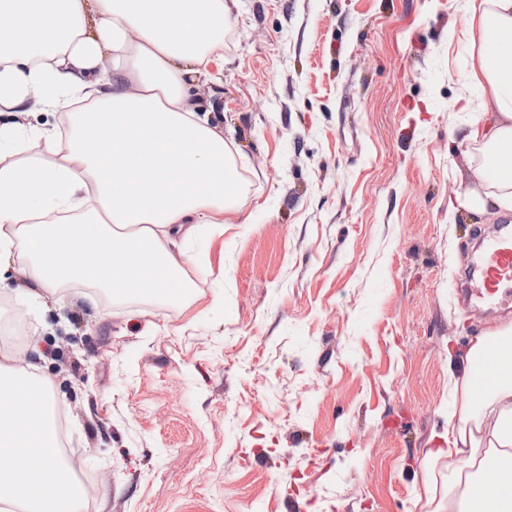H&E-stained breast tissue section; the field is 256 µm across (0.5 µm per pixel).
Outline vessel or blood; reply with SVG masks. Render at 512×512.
<instances>
[{
  "mask_svg": "<svg viewBox=\"0 0 512 512\" xmlns=\"http://www.w3.org/2000/svg\"><path fill=\"white\" fill-rule=\"evenodd\" d=\"M475 294L485 303H496L512 292V233L491 242L473 273Z\"/></svg>",
  "mask_w": 512,
  "mask_h": 512,
  "instance_id": "b4317fda",
  "label": "vessel or blood"
}]
</instances>
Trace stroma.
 Returning a JSON list of instances; mask_svg holds the SVG:
<instances>
[{"label":"stroma","mask_w":512,"mask_h":512,"mask_svg":"<svg viewBox=\"0 0 512 512\" xmlns=\"http://www.w3.org/2000/svg\"><path fill=\"white\" fill-rule=\"evenodd\" d=\"M463 0H237L223 86L239 209L183 302L0 295L42 354L85 512H435L448 350L512 318L464 301L498 216L468 186Z\"/></svg>","instance_id":"obj_1"}]
</instances>
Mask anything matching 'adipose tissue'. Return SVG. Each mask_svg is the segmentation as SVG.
<instances>
[{
	"label": "adipose tissue",
	"mask_w": 512,
	"mask_h": 512,
	"mask_svg": "<svg viewBox=\"0 0 512 512\" xmlns=\"http://www.w3.org/2000/svg\"><path fill=\"white\" fill-rule=\"evenodd\" d=\"M478 49L456 99L470 119L461 131L475 151L471 186L459 206L483 215L512 212V0H466ZM228 0H0V283L22 267L33 303L81 285L96 307L169 281L190 295L187 255L176 250L203 227L222 229L235 209L236 162L224 128L190 102L198 80L224 69ZM108 69H101L102 61ZM98 71L95 81L85 73ZM62 113L56 129L28 130L32 101ZM52 160H42L43 152ZM155 271L165 280L149 282ZM512 322L448 357L460 389L447 447L456 492L448 512H512V351L477 391L472 371ZM0 512H75L85 489L51 456L59 445L58 403L35 364L20 368L0 351Z\"/></svg>",
	"instance_id": "ef3b65f1"
}]
</instances>
